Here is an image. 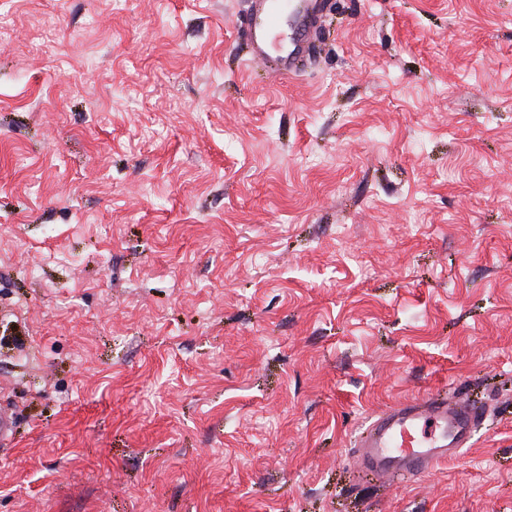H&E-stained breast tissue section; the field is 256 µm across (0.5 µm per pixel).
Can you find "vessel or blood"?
<instances>
[{
    "mask_svg": "<svg viewBox=\"0 0 512 512\" xmlns=\"http://www.w3.org/2000/svg\"><path fill=\"white\" fill-rule=\"evenodd\" d=\"M328 6V0H252L238 24L250 61L268 67L275 80L297 76L317 47ZM480 419L477 408L438 392L397 403L361 433L356 461L388 481L426 475L469 446Z\"/></svg>",
    "mask_w": 512,
    "mask_h": 512,
    "instance_id": "obj_1",
    "label": "vessel or blood"
}]
</instances>
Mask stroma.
<instances>
[{"instance_id":"1","label":"stroma","mask_w":512,"mask_h":512,"mask_svg":"<svg viewBox=\"0 0 512 512\" xmlns=\"http://www.w3.org/2000/svg\"><path fill=\"white\" fill-rule=\"evenodd\" d=\"M331 2L273 82L249 0H0V512H512V0ZM481 416L465 401H449L439 392L399 402L361 433L356 461L383 480L426 475L470 445Z\"/></svg>"}]
</instances>
